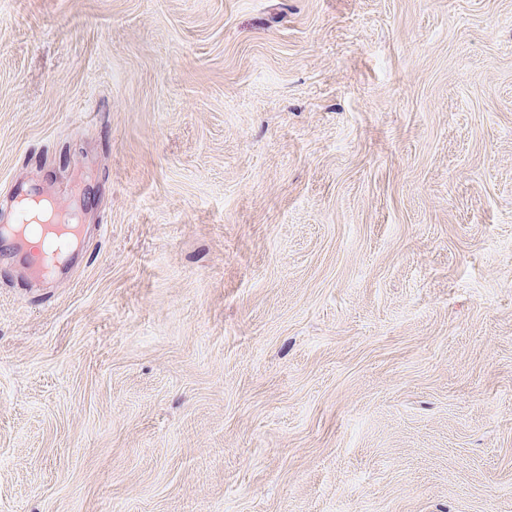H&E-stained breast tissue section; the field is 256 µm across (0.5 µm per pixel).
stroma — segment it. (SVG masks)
Listing matches in <instances>:
<instances>
[{
	"mask_svg": "<svg viewBox=\"0 0 512 512\" xmlns=\"http://www.w3.org/2000/svg\"><path fill=\"white\" fill-rule=\"evenodd\" d=\"M0 512H512V0H0ZM17 192L24 201L15 211L14 223L0 228V242L6 243L31 272H49L70 250L80 226L63 219L50 200L22 186Z\"/></svg>",
	"mask_w": 512,
	"mask_h": 512,
	"instance_id": "1",
	"label": "stroma"
}]
</instances>
